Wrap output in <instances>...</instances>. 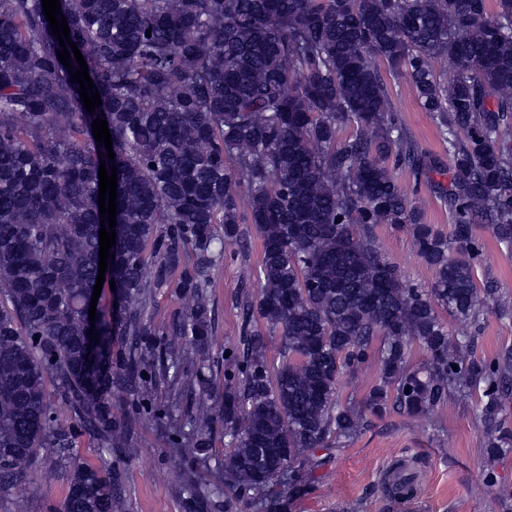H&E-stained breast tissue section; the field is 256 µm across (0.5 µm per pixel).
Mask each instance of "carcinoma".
I'll return each instance as SVG.
<instances>
[{
    "label": "carcinoma",
    "mask_w": 512,
    "mask_h": 512,
    "mask_svg": "<svg viewBox=\"0 0 512 512\" xmlns=\"http://www.w3.org/2000/svg\"><path fill=\"white\" fill-rule=\"evenodd\" d=\"M98 89L90 113L58 60L42 0H0V494L62 480V512H125L112 470L74 453L89 436L131 453L160 389L185 403L193 433L161 473L189 512H288L311 486L312 452L368 426L366 414L420 416L479 391L488 461L512 434V347L467 359L439 310L471 335L484 310L512 313L473 260L485 225L512 246V0H60ZM406 78L447 135L452 214L445 236L422 218L394 170L441 173L399 125L376 60ZM450 63L448 81L432 64ZM108 123L115 157L95 141ZM352 134L338 140V125ZM117 168L115 282L90 339L99 269L100 160ZM251 224L262 242L239 346L212 360L210 270ZM379 224L409 227L434 271L425 290L380 251ZM180 270L193 300L158 329L156 292ZM280 335L279 364L268 338ZM426 354L410 366L413 345ZM375 361L363 404L343 377ZM65 405L70 424L55 422ZM224 418V474L211 425Z\"/></svg>",
    "instance_id": "cac0c4a2"
}]
</instances>
